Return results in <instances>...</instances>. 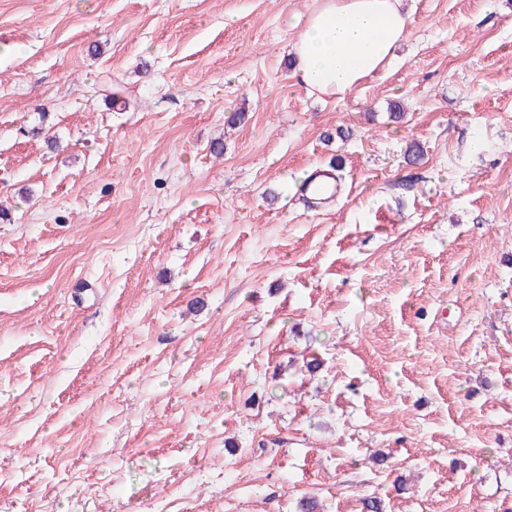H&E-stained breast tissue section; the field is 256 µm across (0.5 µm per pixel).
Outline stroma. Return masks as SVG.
I'll return each instance as SVG.
<instances>
[{"label": "stroma", "mask_w": 512, "mask_h": 512, "mask_svg": "<svg viewBox=\"0 0 512 512\" xmlns=\"http://www.w3.org/2000/svg\"><path fill=\"white\" fill-rule=\"evenodd\" d=\"M321 2L0 0V512H512V0ZM409 22L401 0H324L293 43L301 84L344 96L389 64ZM309 183H303L304 193L310 192L315 207H325L335 200L340 187L336 184L334 175L327 170L316 169L310 174Z\"/></svg>", "instance_id": "35a3bbf8"}]
</instances>
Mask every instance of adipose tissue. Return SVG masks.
I'll list each match as a JSON object with an SVG mask.
<instances>
[{
	"label": "adipose tissue",
	"mask_w": 512,
	"mask_h": 512,
	"mask_svg": "<svg viewBox=\"0 0 512 512\" xmlns=\"http://www.w3.org/2000/svg\"><path fill=\"white\" fill-rule=\"evenodd\" d=\"M409 22L401 0H323L293 44L301 84L345 95L389 64Z\"/></svg>",
	"instance_id": "adipose-tissue-1"
}]
</instances>
